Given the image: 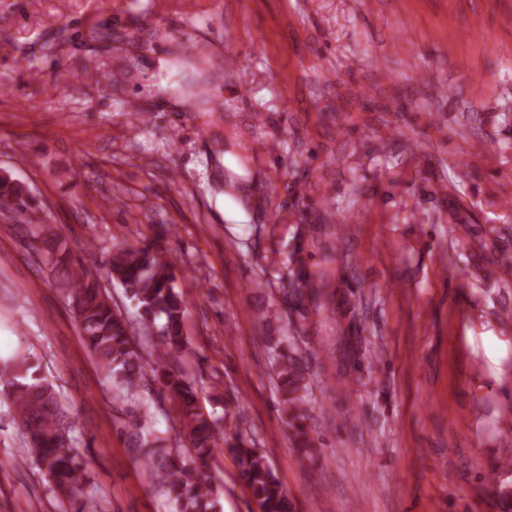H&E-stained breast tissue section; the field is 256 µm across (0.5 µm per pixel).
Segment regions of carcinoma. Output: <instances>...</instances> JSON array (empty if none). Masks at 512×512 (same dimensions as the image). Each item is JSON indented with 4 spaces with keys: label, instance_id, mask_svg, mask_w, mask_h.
<instances>
[{
    "label": "carcinoma",
    "instance_id": "carcinoma-1",
    "mask_svg": "<svg viewBox=\"0 0 512 512\" xmlns=\"http://www.w3.org/2000/svg\"><path fill=\"white\" fill-rule=\"evenodd\" d=\"M15 199V211L7 220L39 224L37 208L27 187L9 176L0 177V195ZM43 233L50 273L63 279L68 304L74 314L85 347L99 368L112 381L120 397L134 400L141 392L146 373L172 403L179 430L186 442L191 463L172 462L167 466L166 484L175 512H218L219 492L209 474L208 460L217 447L213 420L199 403L184 366L192 351L184 333L187 301L176 285L170 263L151 245L121 244L113 248L108 259L110 278L118 281L128 298L142 312L141 333L154 336L148 350L133 339L123 314L112 306V298L98 278L81 263L79 256L63 237L46 228ZM293 300V321L303 325L310 315L322 316L328 308L318 302L320 296L303 288L302 281L290 280L283 288ZM301 337L270 338L281 410L292 429L300 461L309 460L316 446L309 436L306 398L309 392V366L299 355ZM0 399L8 403L14 425L26 436L27 458L43 477L73 504L72 512H93L94 501L83 493L86 481L82 455L74 437V426L67 425L70 445L52 446L53 438L64 428L66 411L55 387L39 373L31 355L22 352L0 362ZM159 437L152 421L139 420L135 433L136 447L150 463L156 459ZM224 445L237 460L241 477L250 488L263 512H294V505L273 473L260 448L245 443L236 434L224 439Z\"/></svg>",
    "mask_w": 512,
    "mask_h": 512
}]
</instances>
